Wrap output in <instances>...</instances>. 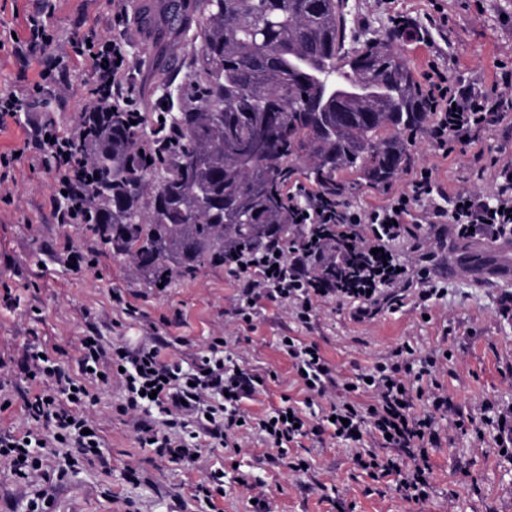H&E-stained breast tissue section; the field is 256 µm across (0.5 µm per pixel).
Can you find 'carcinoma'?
Returning <instances> with one entry per match:
<instances>
[{
	"label": "carcinoma",
	"mask_w": 512,
	"mask_h": 512,
	"mask_svg": "<svg viewBox=\"0 0 512 512\" xmlns=\"http://www.w3.org/2000/svg\"><path fill=\"white\" fill-rule=\"evenodd\" d=\"M184 8L158 0L151 20L179 27ZM195 9L200 83L164 117L176 148L149 163L147 125L112 119L93 132L86 229L153 288L224 265L227 249L288 242V160L310 159L306 178L333 195L339 172L385 184L429 116L394 48L407 29L350 47L343 0H196Z\"/></svg>",
	"instance_id": "1"
}]
</instances>
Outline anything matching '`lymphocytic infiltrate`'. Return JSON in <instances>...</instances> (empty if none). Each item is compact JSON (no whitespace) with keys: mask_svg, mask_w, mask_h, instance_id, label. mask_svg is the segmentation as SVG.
<instances>
[{"mask_svg":"<svg viewBox=\"0 0 512 512\" xmlns=\"http://www.w3.org/2000/svg\"><path fill=\"white\" fill-rule=\"evenodd\" d=\"M86 39L78 54L92 71L94 85L80 124L64 132L44 117L31 127L34 145L46 157L53 175L52 206L64 224L84 223L89 208L87 186L94 169L83 145L91 127L110 112L124 113L129 120L143 117L137 102L122 91L133 68L125 44L94 32ZM421 90L425 109L433 116L424 131L428 142L438 151L454 149L492 125L499 113L512 110V56L499 61L493 93L457 87L435 65L424 72ZM285 193L289 222L299 228L289 247L270 240L224 254V268L239 290L237 314L247 324L252 323L263 298L286 303L306 323L317 302L325 298L351 303L359 318L371 319L382 310L401 307L412 289L423 302L445 295V288L438 286L427 268L431 251H422L423 265L414 271L392 249L394 242L411 234L420 207L428 211L433 223L447 225L449 233L462 240L473 234L493 239L512 236V164L497 169L492 198L460 191L446 207L438 203L431 177L421 171L416 172L410 191L376 208L353 206L341 191L327 197L317 186L298 180L286 184ZM279 346L312 395L325 396L335 386L333 368L317 344L294 338L280 341ZM404 352L405 360L377 365L370 375L360 374L352 380L353 392L372 393V404L334 401L328 413L336 438L350 440L368 434L386 447L407 451L413 466L405 473L394 460L382 459L370 448L357 449L354 461L375 478L399 474L398 491L406 499L420 501L429 486L426 446L438 438L433 415L447 412L448 399L434 396L433 414H414V401L422 397L423 390L407 382L404 375L415 371L422 377L434 376L437 359L431 353L417 356L409 345ZM160 354L159 346L150 343L108 348L98 340L86 342L75 375L39 353L28 354L24 367L28 378L51 383L53 391L25 398L24 407L34 426L20 435L0 436V458L9 460L17 479L25 481L43 466L34 449L76 448L85 457L98 455L100 436L78 409L92 400L91 383L117 376L126 391L123 411L152 405L166 414L165 431L144 424L137 427L140 444L156 449L158 455L189 464L205 441L225 446L231 435L255 427L269 447L282 452L281 462L287 469L301 471L300 459L287 457L285 450L313 437L309 417L283 406L272 417L255 421L240 409L243 400L263 391L262 375L215 353L200 357L192 371L186 372L178 364L163 361ZM214 395L219 396V403H211Z\"/></svg>","mask_w":512,"mask_h":512,"instance_id":"f902f5d3","label":"lymphocytic infiltrate"}]
</instances>
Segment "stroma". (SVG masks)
<instances>
[{"mask_svg":"<svg viewBox=\"0 0 512 512\" xmlns=\"http://www.w3.org/2000/svg\"><path fill=\"white\" fill-rule=\"evenodd\" d=\"M41 3L0 0V93L26 97L42 70L57 67L59 57L69 55L61 84L44 92L41 110L61 129L75 127L94 84L87 66L74 56L75 44L93 28L104 38L126 43L134 62L133 92L148 122H155L160 111H177L180 87L195 70L197 22L176 33L158 26L147 35L136 0H127L129 21L122 26L112 20V0H53L47 23L54 41L32 51L26 19ZM344 3L352 37L360 20L378 38L389 29L388 15L416 20L421 39L397 42L396 48L417 78L435 64L453 84L488 92L499 60L512 54V0ZM439 10L447 23H429ZM163 73L173 76L166 91L158 86ZM30 117L20 112L0 124V154L19 155L0 182V433L19 434L31 426L18 390L51 389L49 383L29 381L22 368L36 345L50 349L53 359L74 371L84 337H100L107 346L157 339L164 344V360L187 370L220 338L225 354L267 378L265 392L243 401L242 411L260 418L290 400L316 422L342 392L309 399L278 347L280 337L317 343L340 380L393 363L406 343L421 356L449 353L439 361L436 375L451 409L438 422L439 446L429 451L432 473L425 500L404 499L395 476L372 478L353 461L355 443L328 432L298 449L308 464L299 473L281 465L277 449L254 430L237 434V449L203 448L189 467L172 462L141 447L133 428L136 413L119 411L124 387L115 378L93 386V402L80 409L97 428L102 453L69 470L51 512H253L257 497L268 501L271 512H512V450L501 452L494 426L478 430L473 425L484 402L512 409V313L501 312L503 295H512V281L482 277L484 268L512 255V241L479 237L449 244L437 239V228L425 213L415 232L428 239L438 263L449 268L437 276L447 290L442 298L421 306L410 297L401 308L370 320L356 318L350 304L326 299L317 303L306 324L285 304L264 300L248 325L235 314L237 285L223 268L205 266L194 277L152 288L125 255L90 232L59 223L50 204L48 166L26 145ZM411 155L405 170L383 185L344 174L348 201L360 207L387 205L394 194L409 190L423 168L431 170L443 194L468 190L492 196L496 165L512 163V112L447 155L416 134ZM460 255L474 259V266L457 264ZM116 293L124 306L113 303ZM129 305L135 315L126 313ZM43 468L22 486L9 463L0 460V512H29L30 499L46 486L44 473L53 472L56 463L45 461ZM216 471L224 474V492L209 507L194 500L193 490Z\"/></svg>","mask_w":512,"mask_h":512,"instance_id":"35a3bbf8","label":"stroma"}]
</instances>
